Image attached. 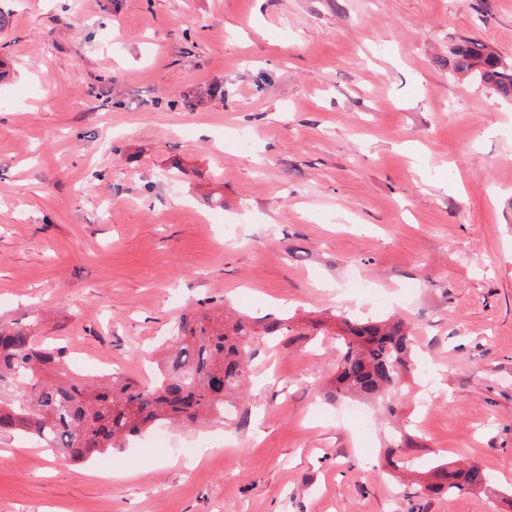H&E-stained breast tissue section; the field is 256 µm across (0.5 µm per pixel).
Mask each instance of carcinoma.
Returning <instances> with one entry per match:
<instances>
[{"mask_svg": "<svg viewBox=\"0 0 512 512\" xmlns=\"http://www.w3.org/2000/svg\"><path fill=\"white\" fill-rule=\"evenodd\" d=\"M448 70L468 76L503 100H512V64L486 44L460 38L448 48ZM342 324L336 376L328 399L356 398L383 403L397 417L404 379L419 355L403 319ZM283 323L269 317L213 322L208 308L183 316L171 331L160 377L150 384L113 376H73L61 348L39 345L32 324L0 322V431L29 434L65 463H82L124 446L130 436L158 424L199 425L224 418L250 380L251 344ZM391 448H414L407 429L394 431ZM439 494L487 487L476 465L454 467L436 461L430 469Z\"/></svg>", "mask_w": 512, "mask_h": 512, "instance_id": "cac0c4a2", "label": "carcinoma"}]
</instances>
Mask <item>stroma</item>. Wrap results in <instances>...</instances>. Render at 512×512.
Returning a JSON list of instances; mask_svg holds the SVG:
<instances>
[{"instance_id": "1", "label": "stroma", "mask_w": 512, "mask_h": 512, "mask_svg": "<svg viewBox=\"0 0 512 512\" xmlns=\"http://www.w3.org/2000/svg\"><path fill=\"white\" fill-rule=\"evenodd\" d=\"M1 5L0 319L136 381L204 302L289 330L221 422L69 465L1 433L0 512H512V102L448 74L512 59V0ZM348 300L416 327L412 470L323 396ZM432 459L491 485L406 502ZM448 70L468 76L503 100H512V64L486 44L460 38L448 48Z\"/></svg>"}]
</instances>
